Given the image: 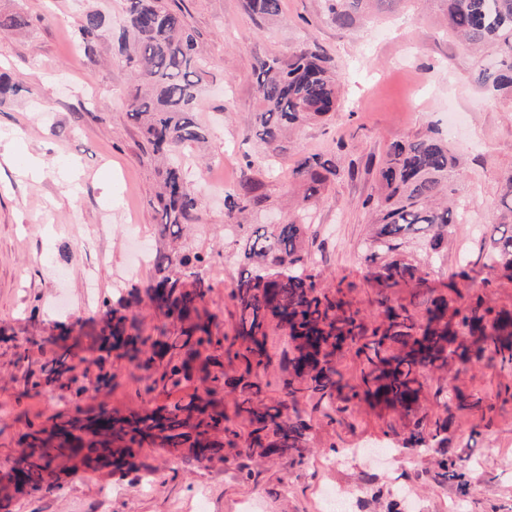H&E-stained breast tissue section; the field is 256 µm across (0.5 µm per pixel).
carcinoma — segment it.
Returning <instances> with one entry per match:
<instances>
[{"mask_svg": "<svg viewBox=\"0 0 512 512\" xmlns=\"http://www.w3.org/2000/svg\"><path fill=\"white\" fill-rule=\"evenodd\" d=\"M282 0H245V9L257 24L280 16ZM326 18L339 29H352L365 22L376 7L396 0H325ZM448 30L465 42L487 47L490 53L475 70V84L494 102L512 103V0H444ZM124 27L120 47L132 69L135 89L127 100V114L140 127L162 159L165 170L158 200L159 236L175 242L197 211V198L182 168L170 161L181 146L205 139L195 121L206 63L188 28L180 6L163 0H124ZM29 16L18 10L0 16V28L22 29ZM104 25L96 11L84 14L75 33L76 42L93 50ZM260 109L248 131L266 147V168L272 170L300 127L338 110L340 97L328 58L320 47L306 45L284 63L276 56L259 62L255 70ZM461 173V158L432 130L391 143L376 169L377 193L365 201L371 211L372 259L380 264L369 271L370 279L389 288L401 282L420 288L428 267L442 264L448 246L449 228L459 224L470 201L454 197V179ZM293 182L303 189L294 214L280 224H252L243 251L248 272L240 274L232 291L237 302L239 330L235 337L212 335L210 320L194 319L196 303L204 296L198 270L209 256L192 250L158 249L152 254L153 279L147 295L165 318L182 325L173 341L152 339L126 325L121 310L139 299L137 286L112 309V326L102 336L105 349L121 350L152 380L148 391L179 386L191 378L195 362L205 356L202 369L221 365L220 358L237 360L244 373L236 379L213 377L212 392L230 388L240 391L236 414L247 417L250 430L247 450L251 457L302 454L309 424L296 417L283 418L284 405L268 406L260 399V385L247 378L268 366L267 337L270 330H283L294 344L288 360L291 379L288 395L307 393L316 405L332 403L348 384L336 366L335 357L345 348L363 360L358 388L352 399L383 406L406 415L420 408L425 372L448 368V360L462 364L486 360L490 365L512 366V313L494 311L477 298L464 310H449L444 297L428 296L427 319L417 324L408 310L388 306L384 322L367 326L359 312L341 297L329 298L317 291L311 273L307 232L313 223L312 208L322 199L330 182L340 176L336 157L309 154L289 169ZM268 184L250 178L224 198L225 221L244 225L249 215L261 211L268 198ZM492 233L486 266L512 272V169L504 171L490 216ZM422 246L425 262L411 260L408 246ZM195 279L187 288L186 279ZM227 415L211 401L192 398L172 406H159L145 414L125 416L100 413L95 418L72 415L47 437L26 435L20 461L25 463L24 481L36 484L62 450L93 452L102 447L112 467L132 468L134 449L205 448L219 451V434L238 437L227 425ZM445 479L457 481L463 496L470 490L465 473L453 459L440 462Z\"/></svg>", "mask_w": 512, "mask_h": 512, "instance_id": "carcinoma-1", "label": "carcinoma"}]
</instances>
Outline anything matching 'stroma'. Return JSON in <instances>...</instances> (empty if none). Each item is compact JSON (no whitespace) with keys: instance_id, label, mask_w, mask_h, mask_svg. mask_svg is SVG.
I'll return each instance as SVG.
<instances>
[{"instance_id":"obj_1","label":"stroma","mask_w":512,"mask_h":512,"mask_svg":"<svg viewBox=\"0 0 512 512\" xmlns=\"http://www.w3.org/2000/svg\"><path fill=\"white\" fill-rule=\"evenodd\" d=\"M178 2L207 63L196 114L207 137L179 150L198 195L181 243L211 257L197 308L211 317L214 335L232 337L238 329L231 292L246 234L225 231L218 183L234 186L261 174L260 145L245 126L258 106L254 67L266 56L289 60L312 43L332 61L342 106L332 119L306 127L288 158L331 152L343 169L311 226V268L322 291L341 295L369 323L383 320L384 295L425 321L412 286L384 290L366 280L364 201L376 191L369 160L432 124L465 154L457 188L473 204L465 223L452 226L443 264L430 270L428 285L453 309L480 295L512 311V278L490 271L481 256L498 177L512 168V106L483 102L472 79L476 58L440 25L439 0L427 6L398 0L392 11L352 30L327 21L324 0H282L280 18L266 28L257 27L244 0ZM18 8L31 26L0 31V71L19 86L0 97V512H195L200 498L208 512H318L324 484L359 492L354 512H512V368L452 360L447 371L425 373L418 424L339 396L322 408L308 398L289 399L285 358L292 348L277 332L267 339L271 361L256 381L266 404L286 403L288 414L308 420L303 460L249 457L246 424L234 395L224 392L222 408L238 436L211 458L186 448L143 447L129 472L64 458L39 483L14 484L11 470L31 430L51 429L77 409L142 413L192 396L206 399L213 386L196 372L178 388L151 392L142 370L98 349L110 319L106 302L146 286L153 275L147 266L131 280L118 279L135 248L131 231L158 243L159 175L125 111L131 71L112 50L123 0H0L2 15ZM88 11L106 19L91 56L73 47ZM29 152L43 161L35 176L23 166ZM352 163L351 176L344 169ZM61 336L72 351L63 364ZM49 374L54 385H43ZM462 398L469 408H459ZM438 419L448 422L445 446L409 444L414 428L430 432ZM375 442L392 443L387 463L357 455ZM446 452L458 455L469 475L467 498L441 476ZM330 457L332 470L324 466ZM245 469L251 479H242Z\"/></svg>"}]
</instances>
